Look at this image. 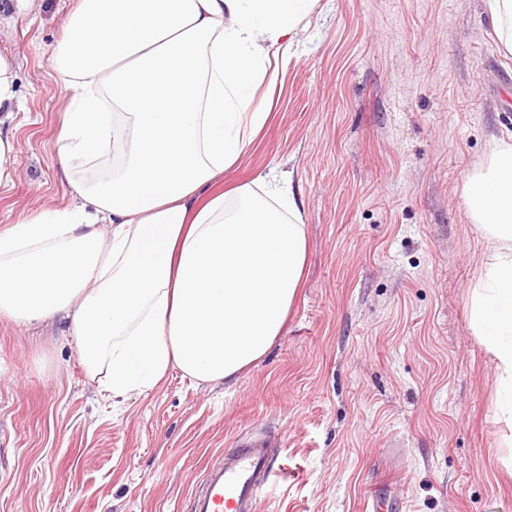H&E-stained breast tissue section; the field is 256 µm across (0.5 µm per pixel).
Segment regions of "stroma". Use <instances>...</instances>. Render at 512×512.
<instances>
[{
    "label": "stroma",
    "mask_w": 512,
    "mask_h": 512,
    "mask_svg": "<svg viewBox=\"0 0 512 512\" xmlns=\"http://www.w3.org/2000/svg\"><path fill=\"white\" fill-rule=\"evenodd\" d=\"M78 0H0L16 63L0 227L71 201L51 64ZM231 187L290 175L307 262L281 336L229 382L169 370L114 401L56 320L0 318V512H187L236 440L277 443L257 512H512V426L470 324L490 242L463 203L512 143V55L482 0H319Z\"/></svg>",
    "instance_id": "35a3bbf8"
}]
</instances>
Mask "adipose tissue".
I'll use <instances>...</instances> for the list:
<instances>
[{"instance_id":"obj_1","label":"adipose tissue","mask_w":512,"mask_h":512,"mask_svg":"<svg viewBox=\"0 0 512 512\" xmlns=\"http://www.w3.org/2000/svg\"><path fill=\"white\" fill-rule=\"evenodd\" d=\"M319 0H79L51 62L69 106L58 135L69 205L0 229V316L62 317L114 398L171 368L225 381L281 335L307 255L289 186L216 185L265 122L257 97ZM494 246L471 326L512 419V145L464 187Z\"/></svg>"}]
</instances>
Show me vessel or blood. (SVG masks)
Here are the masks:
<instances>
[{
  "instance_id": "1",
  "label": "vessel or blood",
  "mask_w": 512,
  "mask_h": 512,
  "mask_svg": "<svg viewBox=\"0 0 512 512\" xmlns=\"http://www.w3.org/2000/svg\"><path fill=\"white\" fill-rule=\"evenodd\" d=\"M269 436L239 439L209 463L193 491L188 512H256L255 503L272 476Z\"/></svg>"
}]
</instances>
